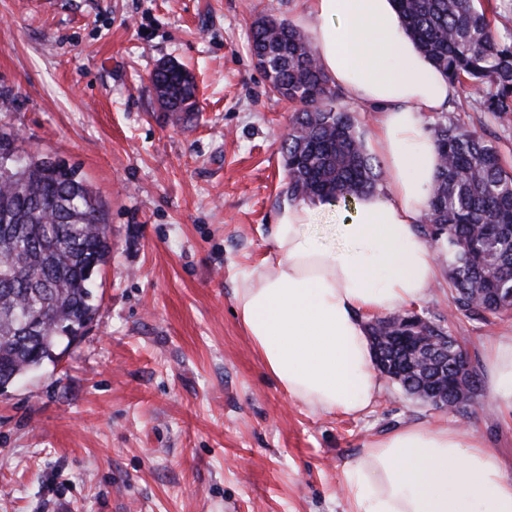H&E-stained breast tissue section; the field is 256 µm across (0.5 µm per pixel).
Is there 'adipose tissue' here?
<instances>
[{
  "label": "adipose tissue",
  "instance_id": "1",
  "mask_svg": "<svg viewBox=\"0 0 512 512\" xmlns=\"http://www.w3.org/2000/svg\"><path fill=\"white\" fill-rule=\"evenodd\" d=\"M298 20L329 84L375 108L384 192L353 202L339 246L310 234L315 204L285 203L274 253L244 271L234 312L279 387L314 412L358 416L381 390L367 316L424 300L436 274L417 231L440 158L424 116L455 87L418 48L396 0H306ZM486 388L512 413V336L484 355ZM352 512H512V477L468 427L410 424L369 441L343 471Z\"/></svg>",
  "mask_w": 512,
  "mask_h": 512
}]
</instances>
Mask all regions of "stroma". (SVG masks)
I'll use <instances>...</instances> for the list:
<instances>
[{
  "mask_svg": "<svg viewBox=\"0 0 512 512\" xmlns=\"http://www.w3.org/2000/svg\"><path fill=\"white\" fill-rule=\"evenodd\" d=\"M306 0H0V126L78 168L105 204L99 310L56 363L0 391V512H349L344 469L409 424L466 421L512 475V418L480 388L467 416L383 379L356 417L288 399L237 322L241 272L271 256L288 199L279 142L295 104L256 65L255 15ZM175 61L198 112L175 118L150 77ZM455 119L512 169V122L456 91ZM448 276L415 310L467 339L476 367L512 312L448 320Z\"/></svg>",
  "mask_w": 512,
  "mask_h": 512,
  "instance_id": "35a3bbf8",
  "label": "stroma"
}]
</instances>
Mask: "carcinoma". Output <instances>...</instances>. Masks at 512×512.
Here are the masks:
<instances>
[{
    "instance_id": "cac0c4a2",
    "label": "carcinoma",
    "mask_w": 512,
    "mask_h": 512,
    "mask_svg": "<svg viewBox=\"0 0 512 512\" xmlns=\"http://www.w3.org/2000/svg\"><path fill=\"white\" fill-rule=\"evenodd\" d=\"M422 52L481 109L512 119V42L497 34L476 0H397ZM255 56L268 54L271 89L299 105L280 150L288 194L301 200L351 198L377 190L381 167L367 153L341 94L328 84L310 38L292 23L259 17ZM174 62L150 81L169 112L197 109L196 87ZM442 158L420 232L448 269L449 316L485 321L512 309V173L498 149L476 131L448 120L434 127ZM102 201L73 168L49 165L18 135L0 129V389L57 359L97 311L92 282L112 254ZM401 313L375 319V345L401 364L391 337L406 334ZM398 384L414 395L435 381L427 363L410 365ZM460 369L448 358V411L477 399L479 373L455 385Z\"/></svg>"
}]
</instances>
